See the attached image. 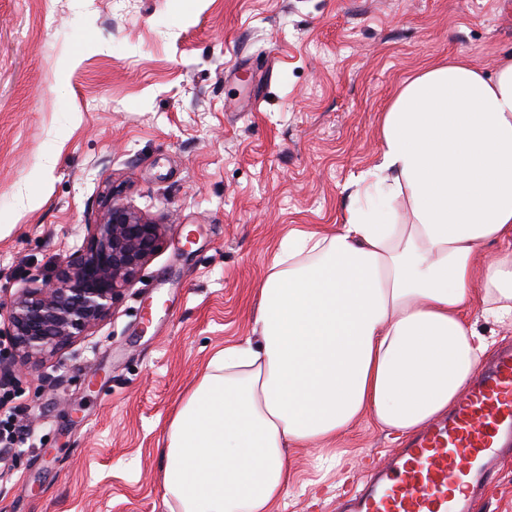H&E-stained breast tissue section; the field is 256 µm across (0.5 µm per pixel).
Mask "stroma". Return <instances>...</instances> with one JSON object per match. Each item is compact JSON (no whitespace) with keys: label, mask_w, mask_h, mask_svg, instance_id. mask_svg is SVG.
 Masks as SVG:
<instances>
[{"label":"stroma","mask_w":512,"mask_h":512,"mask_svg":"<svg viewBox=\"0 0 512 512\" xmlns=\"http://www.w3.org/2000/svg\"><path fill=\"white\" fill-rule=\"evenodd\" d=\"M512 54V0H0V300L54 278L112 202L163 247L108 317L17 359L0 386L29 435L0 446V512H174L170 423L293 231L334 232L404 82ZM402 443L362 418L340 486L275 512H336ZM477 512H512V454Z\"/></svg>","instance_id":"35a3bbf8"}]
</instances>
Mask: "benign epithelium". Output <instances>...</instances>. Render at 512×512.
<instances>
[{"instance_id": "benign-epithelium-1", "label": "benign epithelium", "mask_w": 512, "mask_h": 512, "mask_svg": "<svg viewBox=\"0 0 512 512\" xmlns=\"http://www.w3.org/2000/svg\"><path fill=\"white\" fill-rule=\"evenodd\" d=\"M161 246V225L112 205L89 225L82 254L55 279L34 280L7 303L12 357L0 359V381L12 376L15 357H38L96 327Z\"/></svg>"}]
</instances>
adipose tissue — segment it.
Listing matches in <instances>:
<instances>
[{
	"label": "adipose tissue",
	"instance_id": "adipose-tissue-1",
	"mask_svg": "<svg viewBox=\"0 0 512 512\" xmlns=\"http://www.w3.org/2000/svg\"><path fill=\"white\" fill-rule=\"evenodd\" d=\"M380 159L332 234L289 235L261 282L258 344L209 363L173 418L163 483L178 512H273L289 447L326 480L360 417L409 435L453 406L512 325V55L404 84Z\"/></svg>",
	"mask_w": 512,
	"mask_h": 512
}]
</instances>
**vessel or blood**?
<instances>
[{"instance_id":"1","label":"vessel or blood","mask_w":512,"mask_h":512,"mask_svg":"<svg viewBox=\"0 0 512 512\" xmlns=\"http://www.w3.org/2000/svg\"><path fill=\"white\" fill-rule=\"evenodd\" d=\"M512 441V350L480 369L448 417L417 435L365 487L352 512H469L471 495L492 476Z\"/></svg>"}]
</instances>
